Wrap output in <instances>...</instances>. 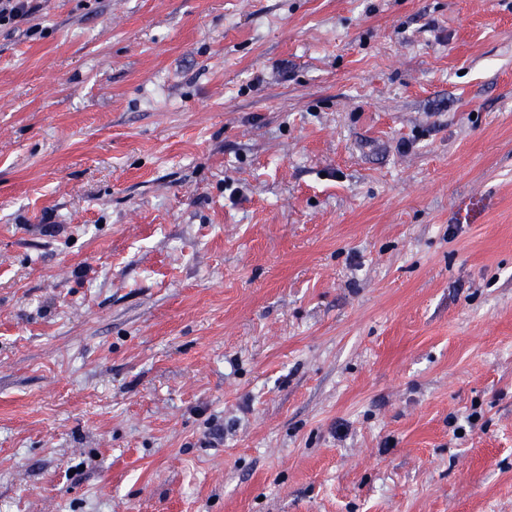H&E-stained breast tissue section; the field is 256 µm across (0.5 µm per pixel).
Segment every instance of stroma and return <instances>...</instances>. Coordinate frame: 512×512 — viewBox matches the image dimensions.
<instances>
[{
	"mask_svg": "<svg viewBox=\"0 0 512 512\" xmlns=\"http://www.w3.org/2000/svg\"><path fill=\"white\" fill-rule=\"evenodd\" d=\"M35 7L0 512H512V0Z\"/></svg>",
	"mask_w": 512,
	"mask_h": 512,
	"instance_id": "35a3bbf8",
	"label": "stroma"
}]
</instances>
